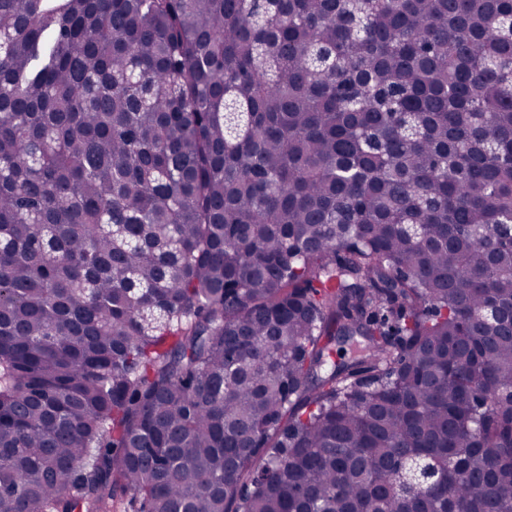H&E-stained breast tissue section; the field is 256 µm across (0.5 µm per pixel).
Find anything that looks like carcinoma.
Wrapping results in <instances>:
<instances>
[{"mask_svg": "<svg viewBox=\"0 0 512 512\" xmlns=\"http://www.w3.org/2000/svg\"><path fill=\"white\" fill-rule=\"evenodd\" d=\"M510 222L512 0H0V512H512Z\"/></svg>", "mask_w": 512, "mask_h": 512, "instance_id": "1", "label": "carcinoma"}]
</instances>
